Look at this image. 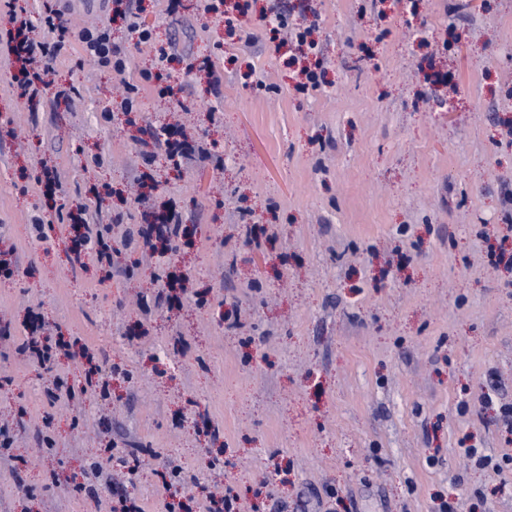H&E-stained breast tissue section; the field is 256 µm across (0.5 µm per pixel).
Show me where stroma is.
Returning <instances> with one entry per match:
<instances>
[{
    "mask_svg": "<svg viewBox=\"0 0 512 512\" xmlns=\"http://www.w3.org/2000/svg\"><path fill=\"white\" fill-rule=\"evenodd\" d=\"M241 39L200 0H134L151 44L112 25L102 0H72L74 29L109 26L133 72L157 48L177 56L175 97L143 92L138 111L103 110L121 75L61 57L67 102L23 96L0 64V334L42 314L52 336L89 350L125 383L103 398L49 400L82 381L84 359L52 370L0 337V512H120L92 462L150 448L125 490L167 512L165 461L190 512L204 487L231 484L245 512H512V472L469 448L512 456V0H318L319 88L296 91L275 18L301 0H248ZM212 58L221 98L188 64ZM187 137L207 129L218 162L144 161L142 128L179 106ZM103 165H94V156ZM55 167L57 203L111 224H142L135 198L174 205L177 252L70 264L35 178ZM50 220L36 232L37 218ZM19 471L32 495L19 492Z\"/></svg>",
    "mask_w": 512,
    "mask_h": 512,
    "instance_id": "obj_1",
    "label": "stroma"
}]
</instances>
